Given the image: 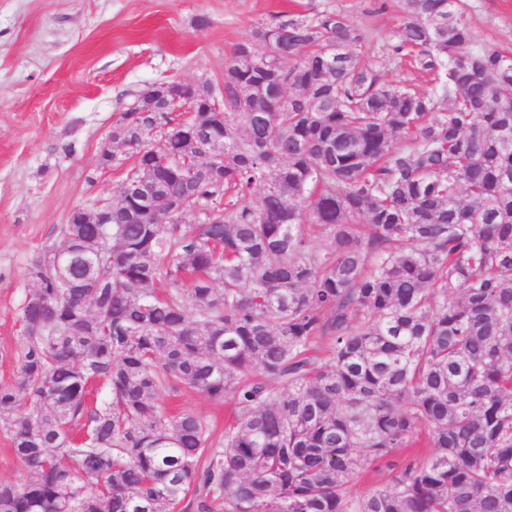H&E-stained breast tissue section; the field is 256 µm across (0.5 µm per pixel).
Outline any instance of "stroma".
Here are the masks:
<instances>
[{
  "label": "stroma",
  "instance_id": "35a3bbf8",
  "mask_svg": "<svg viewBox=\"0 0 512 512\" xmlns=\"http://www.w3.org/2000/svg\"><path fill=\"white\" fill-rule=\"evenodd\" d=\"M475 44L512 51V0H468ZM345 10L367 38L376 64L398 24L376 0H0V383L16 380L12 357L20 307L36 286L30 269L60 244L71 209L112 201L134 165L112 144L123 113L154 83L224 84V63L257 22L281 13ZM111 147L113 165L100 163ZM166 411L189 410L222 436L235 419L231 399L216 402L179 387Z\"/></svg>",
  "mask_w": 512,
  "mask_h": 512
}]
</instances>
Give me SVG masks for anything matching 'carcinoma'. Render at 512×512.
Listing matches in <instances>:
<instances>
[{
  "label": "carcinoma",
  "instance_id": "1",
  "mask_svg": "<svg viewBox=\"0 0 512 512\" xmlns=\"http://www.w3.org/2000/svg\"><path fill=\"white\" fill-rule=\"evenodd\" d=\"M391 6L383 55L428 91L365 64L325 8L258 23L220 96L171 81L123 114L112 141L138 160L112 223L72 216L33 263L0 385L27 479L0 481V512H174L190 494L200 512H512V56L474 45L465 0ZM66 247L93 259L67 271L89 287H62ZM93 382L109 397L89 408ZM179 386L233 400L224 437L163 409ZM422 437L425 457L393 461ZM373 462L391 481L353 493ZM385 78L411 85L420 91L428 90L431 86L426 82L429 79L428 77L408 65H388L385 69Z\"/></svg>",
  "mask_w": 512,
  "mask_h": 512
}]
</instances>
